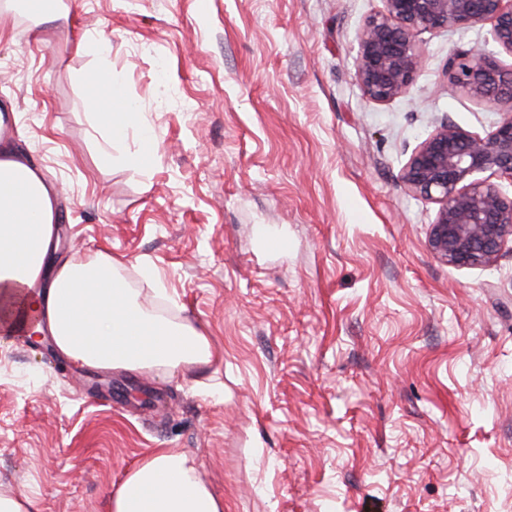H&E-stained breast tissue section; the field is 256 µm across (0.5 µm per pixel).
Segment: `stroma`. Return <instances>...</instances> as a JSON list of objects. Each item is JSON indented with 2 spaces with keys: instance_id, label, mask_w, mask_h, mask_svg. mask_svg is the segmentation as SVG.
<instances>
[{
  "instance_id": "35a3bbf8",
  "label": "stroma",
  "mask_w": 512,
  "mask_h": 512,
  "mask_svg": "<svg viewBox=\"0 0 512 512\" xmlns=\"http://www.w3.org/2000/svg\"><path fill=\"white\" fill-rule=\"evenodd\" d=\"M0 35L13 139L59 193V250L100 252L142 301L203 326L188 376L80 368L0 337V493L107 512L154 448L200 462L224 512H512V251L458 268L400 181L442 118L494 105L447 81L489 26L418 37L409 94L366 98L357 36L381 0H64ZM106 69L154 134L111 141ZM282 236L287 250H267ZM26 12L35 18L38 23L56 24V26H64L68 24V12L63 9L46 8L43 6L42 0H23Z\"/></svg>"
}]
</instances>
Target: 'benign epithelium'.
I'll list each match as a JSON object with an SVG mask.
<instances>
[{"instance_id": "obj_1", "label": "benign epithelium", "mask_w": 512, "mask_h": 512, "mask_svg": "<svg viewBox=\"0 0 512 512\" xmlns=\"http://www.w3.org/2000/svg\"><path fill=\"white\" fill-rule=\"evenodd\" d=\"M362 26L355 75L363 94L388 104L407 95L427 58L417 37L490 25L494 43L512 55V0H382ZM445 73L476 103L493 102L501 119L481 135L444 120L411 153L400 178L437 205L429 250L440 261L473 268L512 245V67L479 47L448 57Z\"/></svg>"}]
</instances>
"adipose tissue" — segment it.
<instances>
[{"mask_svg": "<svg viewBox=\"0 0 512 512\" xmlns=\"http://www.w3.org/2000/svg\"><path fill=\"white\" fill-rule=\"evenodd\" d=\"M102 94L89 98L111 135L136 131L152 145L150 129L137 123L135 105L108 72L97 75ZM57 188L40 168L21 159L0 137V335L32 313L30 331L52 337L58 352L88 367L163 370L187 374L213 362L202 327L141 303L101 253L66 262L50 252L57 222ZM108 512H224L196 459L157 448L128 471L110 495Z\"/></svg>", "mask_w": 512, "mask_h": 512, "instance_id": "ef3b65f1", "label": "adipose tissue"}]
</instances>
